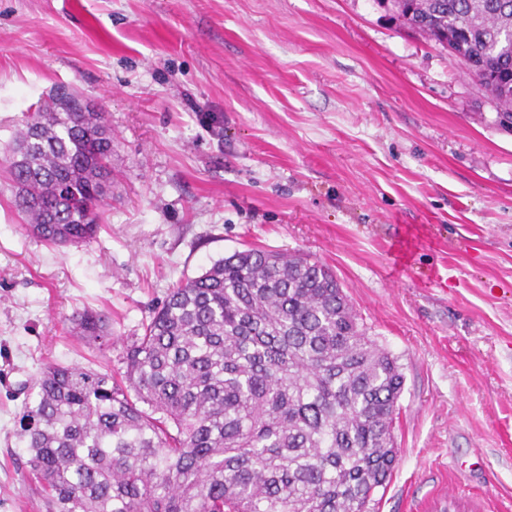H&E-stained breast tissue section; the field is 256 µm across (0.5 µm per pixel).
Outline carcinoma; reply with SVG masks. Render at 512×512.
Masks as SVG:
<instances>
[{
	"label": "carcinoma",
	"instance_id": "cac0c4a2",
	"mask_svg": "<svg viewBox=\"0 0 512 512\" xmlns=\"http://www.w3.org/2000/svg\"><path fill=\"white\" fill-rule=\"evenodd\" d=\"M410 28L488 71L512 124V0H386ZM112 130L54 93L4 156L27 230L78 245L100 229ZM83 335L107 336L84 314ZM123 372L50 364L19 441L46 512H368L395 460L404 377L336 275L258 248L170 290L124 347Z\"/></svg>",
	"mask_w": 512,
	"mask_h": 512
}]
</instances>
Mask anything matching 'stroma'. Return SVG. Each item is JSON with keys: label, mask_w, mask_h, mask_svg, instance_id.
<instances>
[{"label": "stroma", "mask_w": 512, "mask_h": 512, "mask_svg": "<svg viewBox=\"0 0 512 512\" xmlns=\"http://www.w3.org/2000/svg\"><path fill=\"white\" fill-rule=\"evenodd\" d=\"M60 85L112 129V197L53 246L0 177V512H44L21 382L118 373L173 285L249 247L330 267L401 368L370 512H512V132L446 48L378 0H0V149Z\"/></svg>", "instance_id": "35a3bbf8"}]
</instances>
